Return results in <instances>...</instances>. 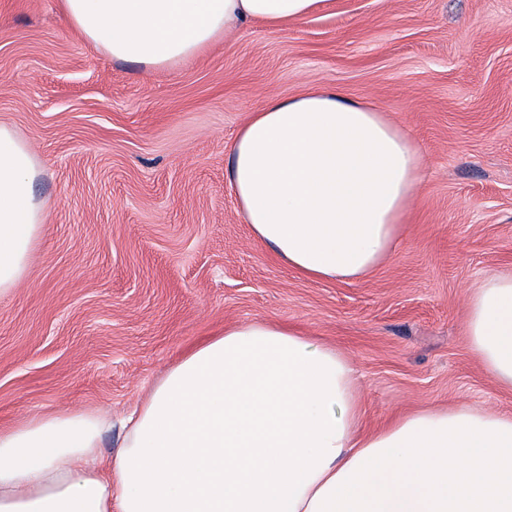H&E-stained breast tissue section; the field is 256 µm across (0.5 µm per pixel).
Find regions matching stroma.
<instances>
[{
  "label": "stroma",
  "instance_id": "35a3bbf8",
  "mask_svg": "<svg viewBox=\"0 0 512 512\" xmlns=\"http://www.w3.org/2000/svg\"><path fill=\"white\" fill-rule=\"evenodd\" d=\"M326 87L424 155L400 248L359 281L288 269L225 178L251 112ZM0 123L34 153L46 212L0 300V428L60 408L118 420L195 345L254 320L350 356L363 430L428 404L512 414L464 330L472 291L512 271V0H327L154 70L91 44L59 0H0Z\"/></svg>",
  "mask_w": 512,
  "mask_h": 512
}]
</instances>
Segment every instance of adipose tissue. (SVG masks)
<instances>
[{
  "mask_svg": "<svg viewBox=\"0 0 512 512\" xmlns=\"http://www.w3.org/2000/svg\"><path fill=\"white\" fill-rule=\"evenodd\" d=\"M322 0H61L113 59L146 69L194 57L250 21L272 29ZM422 151L374 106L333 89L251 113L226 177L253 237L318 280H361L402 242ZM37 164L0 124V299L25 277L45 221ZM466 334L512 388V272L469 296ZM350 358L299 328L251 321L195 346L124 424L60 409L0 429V512H512V415L425 407L360 431Z\"/></svg>",
  "mask_w": 512,
  "mask_h": 512,
  "instance_id": "obj_1",
  "label": "adipose tissue"
}]
</instances>
